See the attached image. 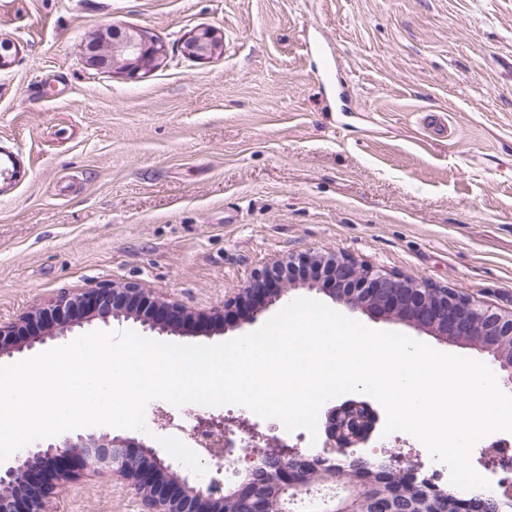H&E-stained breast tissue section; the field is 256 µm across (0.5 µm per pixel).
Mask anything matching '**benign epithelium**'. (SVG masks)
<instances>
[{"mask_svg": "<svg viewBox=\"0 0 512 512\" xmlns=\"http://www.w3.org/2000/svg\"><path fill=\"white\" fill-rule=\"evenodd\" d=\"M108 30L111 40L103 44L91 38L84 45L83 56L90 69H118L135 76L154 67L166 54L165 45L143 30L118 25ZM222 48V39L210 29L197 31L183 42V53L192 60L210 59ZM300 287L319 290L377 321L408 323L487 352L512 383V308L483 306L453 289L415 282L343 254L317 253L276 261L256 272L244 288L224 301V311L208 320L221 327L225 313L232 312L252 322L267 306ZM112 318L133 319L148 330L168 334L196 324L204 315L136 284L88 288L58 295L14 322L0 323V359L48 338L65 337L95 319L108 325ZM381 423V412L364 399L350 398L329 407L323 425V456L318 458L247 424L234 429L222 416H200L183 432L202 448L231 451L250 444L260 449L258 455L277 459L275 469L264 475V484L293 500L309 489L305 476L321 486L336 484L333 457L345 455L350 448L369 447ZM213 469L216 477L206 484L175 470L142 439L109 433L66 435L29 449L10 464L0 463V512H44L45 503L59 488L92 475H107L134 489L141 495L145 512H237L241 500L250 503L252 512H269L254 469H245L229 492L217 478L224 471L223 456L216 457ZM341 488L343 492L323 499L321 512H360L363 485L350 482Z\"/></svg>", "mask_w": 512, "mask_h": 512, "instance_id": "obj_1", "label": "benign epithelium"}]
</instances>
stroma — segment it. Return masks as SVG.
Segmentation results:
<instances>
[{
    "label": "stroma",
    "mask_w": 512,
    "mask_h": 512,
    "mask_svg": "<svg viewBox=\"0 0 512 512\" xmlns=\"http://www.w3.org/2000/svg\"><path fill=\"white\" fill-rule=\"evenodd\" d=\"M114 24L166 57L135 79L86 68L84 43ZM201 29L223 50L189 59ZM1 40L0 145L23 167L0 194V321L112 281L207 314L274 261L326 252L512 306V0H0ZM47 510L143 506L103 476Z\"/></svg>",
    "instance_id": "obj_1"
}]
</instances>
